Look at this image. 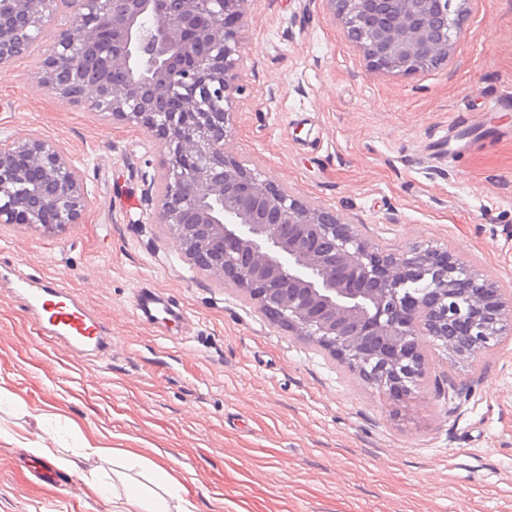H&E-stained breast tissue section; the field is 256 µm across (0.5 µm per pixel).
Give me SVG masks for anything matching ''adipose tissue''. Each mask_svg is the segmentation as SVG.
Wrapping results in <instances>:
<instances>
[{
  "mask_svg": "<svg viewBox=\"0 0 512 512\" xmlns=\"http://www.w3.org/2000/svg\"><path fill=\"white\" fill-rule=\"evenodd\" d=\"M114 512H198L196 503L181 493V484L169 471L154 467L149 485L126 484L123 493L113 495Z\"/></svg>",
  "mask_w": 512,
  "mask_h": 512,
  "instance_id": "obj_1",
  "label": "adipose tissue"
}]
</instances>
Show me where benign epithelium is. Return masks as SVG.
Here are the masks:
<instances>
[{
  "instance_id": "7a95c632",
  "label": "benign epithelium",
  "mask_w": 512,
  "mask_h": 512,
  "mask_svg": "<svg viewBox=\"0 0 512 512\" xmlns=\"http://www.w3.org/2000/svg\"><path fill=\"white\" fill-rule=\"evenodd\" d=\"M252 0H0V68L48 29L38 85L138 127L166 155L151 223L194 267L254 301L273 323L363 381L407 400L426 346L473 358L512 333V301L451 252L381 249L335 210L263 179L226 150L241 91L239 31ZM376 71L409 74L448 58L463 27L448 0H328ZM80 172L55 142L0 140V224H78ZM425 289L413 304L404 296Z\"/></svg>"
}]
</instances>
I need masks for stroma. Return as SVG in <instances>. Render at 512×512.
<instances>
[{"mask_svg":"<svg viewBox=\"0 0 512 512\" xmlns=\"http://www.w3.org/2000/svg\"><path fill=\"white\" fill-rule=\"evenodd\" d=\"M460 7L447 61L402 75L372 70L326 0H252L227 148L378 247L448 249L510 296L512 105L486 107L512 88V0ZM40 60L0 70V133L61 144L91 204L55 233L0 224V266L66 283L113 356L59 353L0 288V512H112L88 487H23L39 438L138 454L205 512H512V335L473 358L428 346L419 393L390 399L190 265L151 221L158 146L38 87ZM142 287L189 313L188 337L133 316Z\"/></svg>","mask_w":512,"mask_h":512,"instance_id":"obj_1","label":"stroma"}]
</instances>
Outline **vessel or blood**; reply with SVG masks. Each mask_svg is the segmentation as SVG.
Listing matches in <instances>:
<instances>
[{"instance_id": "1", "label": "vessel or blood", "mask_w": 512, "mask_h": 512, "mask_svg": "<svg viewBox=\"0 0 512 512\" xmlns=\"http://www.w3.org/2000/svg\"><path fill=\"white\" fill-rule=\"evenodd\" d=\"M8 276L11 298L30 316L37 334L52 341L61 353L75 351L97 357L111 351V337L69 288L51 279L31 280L14 267L9 268ZM131 310L162 334L170 326L186 325L188 320L183 307L148 287L133 295Z\"/></svg>"}]
</instances>
